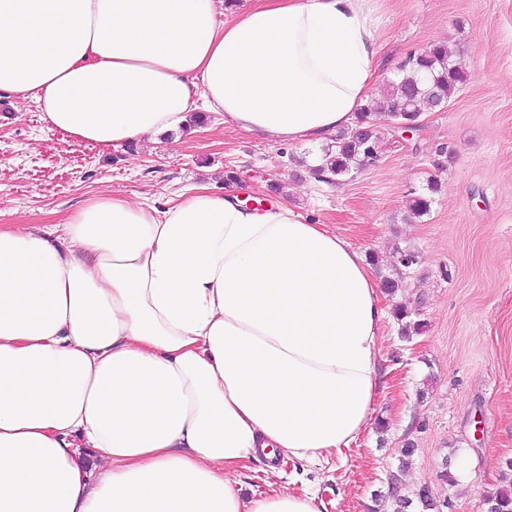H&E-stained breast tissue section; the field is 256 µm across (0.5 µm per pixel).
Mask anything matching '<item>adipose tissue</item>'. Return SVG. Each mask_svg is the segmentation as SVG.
Wrapping results in <instances>:
<instances>
[{
	"instance_id": "1",
	"label": "adipose tissue",
	"mask_w": 512,
	"mask_h": 512,
	"mask_svg": "<svg viewBox=\"0 0 512 512\" xmlns=\"http://www.w3.org/2000/svg\"><path fill=\"white\" fill-rule=\"evenodd\" d=\"M218 5L0 0V97L104 150L201 101L274 144L353 126L375 0ZM61 228L0 226V512H321L231 471L317 465L369 430L388 315L360 253L206 186L161 208L94 195Z\"/></svg>"
}]
</instances>
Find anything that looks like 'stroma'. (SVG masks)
I'll return each mask as SVG.
<instances>
[{"label": "stroma", "mask_w": 512, "mask_h": 512, "mask_svg": "<svg viewBox=\"0 0 512 512\" xmlns=\"http://www.w3.org/2000/svg\"><path fill=\"white\" fill-rule=\"evenodd\" d=\"M375 23L376 88L437 43L468 75L444 108L422 113L413 140L376 114L377 165L324 181L305 165L321 145L271 144L203 104L187 128L104 151L52 130L34 101L0 99V226L58 224L102 192L159 206L200 185L235 189L245 202L287 199L347 237L377 282L393 280L385 306H405L423 329L386 326L374 425L358 444L318 465L281 456L273 476L267 460L248 461L238 474L245 492L272 485L314 493L323 512H389L375 496L395 477L408 494L430 486L445 512H485L484 492L512 484V0H379ZM443 145L451 155L439 167ZM432 179L430 211L414 217L408 199ZM399 250L417 263L395 266Z\"/></svg>", "instance_id": "1"}]
</instances>
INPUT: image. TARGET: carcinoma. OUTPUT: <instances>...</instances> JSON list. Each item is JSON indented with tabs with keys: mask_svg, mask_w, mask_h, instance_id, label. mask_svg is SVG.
Segmentation results:
<instances>
[{
	"mask_svg": "<svg viewBox=\"0 0 512 512\" xmlns=\"http://www.w3.org/2000/svg\"><path fill=\"white\" fill-rule=\"evenodd\" d=\"M406 76L400 82H391L381 90L379 98L366 104L356 113L355 128L336 137L335 145L324 153V164L320 174L333 177L344 176L354 169L371 166L380 160V137L376 134L370 116L376 110L383 111L396 123H415L424 112L444 105L467 78L462 63L448 55L443 44H435L428 50L415 54L405 62ZM438 191V184L429 188L430 195L412 197L409 209L420 216L430 210L431 193ZM493 512H512V487H502L483 495ZM392 512H407L417 504L420 512H443L448 501H439L432 489L420 486L409 497L393 485L388 493L381 495Z\"/></svg>",
	"mask_w": 512,
	"mask_h": 512,
	"instance_id": "1",
	"label": "carcinoma"
}]
</instances>
